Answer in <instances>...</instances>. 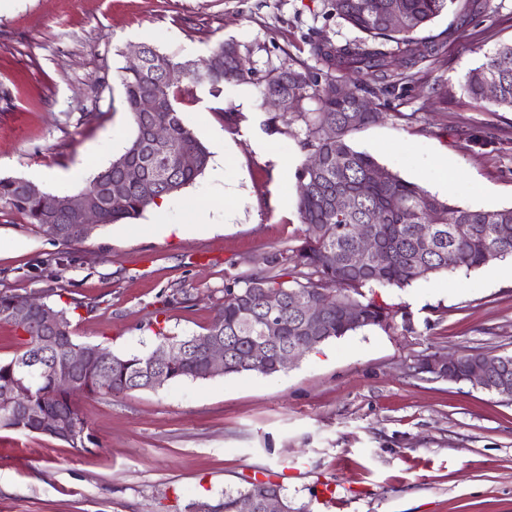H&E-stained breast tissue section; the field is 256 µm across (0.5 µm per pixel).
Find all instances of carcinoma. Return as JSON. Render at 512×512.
I'll list each match as a JSON object with an SVG mask.
<instances>
[{
	"label": "carcinoma",
	"instance_id": "1",
	"mask_svg": "<svg viewBox=\"0 0 512 512\" xmlns=\"http://www.w3.org/2000/svg\"><path fill=\"white\" fill-rule=\"evenodd\" d=\"M453 3L454 0H332L336 17L364 34V38L338 46L328 40L313 41L310 55L316 66L290 64L257 80L255 72L246 67L239 45L233 41H225L213 51L212 56L222 60V67L216 71L176 60L151 46L145 47L146 63L140 71L122 68L120 83L125 105L133 118L134 135L117 158L89 179L84 192L106 197L108 185L121 180L131 165L141 168L142 178L127 186L122 201L107 205L104 211L107 224L142 215L157 200L192 184L208 167L210 152L184 123L176 107L177 92L181 90L191 93L200 89L218 99L224 94L225 85L255 80L264 84L263 96L267 100L290 94L297 101L296 109L268 113L266 126L276 129L280 123L285 126L301 123L305 137L300 147L319 159L313 170L307 165L302 167L299 179L307 185V192L297 200L301 222L316 226L318 232L308 233L299 248L268 258L270 268L279 267L280 273H253L224 285V304L215 317L219 326H210L205 332L207 336L217 334L224 341V375L277 373L276 354L304 341L306 336L302 319L288 309V298L293 295L315 300L326 291L335 293L336 305L328 313L322 332L326 342L367 326L395 328V316L390 308L365 299L364 287L404 288L432 274L476 269L485 264L484 251L489 247L500 249L505 258L512 257V207L473 209L442 201L383 168L371 154L354 149L348 140L353 131L380 120L382 113L365 112L354 124L350 117L355 101L339 95L328 97L321 91L322 83L330 80L339 85L344 75L350 73L363 78L355 86L360 99L368 92L369 81L382 94L395 89L397 80L391 69V58L398 52L404 63L412 66L418 58L434 55L436 44L421 45L413 34ZM395 4L407 20L401 28H391L386 22L387 13ZM489 82L496 85V93L487 92ZM463 88L477 103L512 110V43L498 47L485 63L471 70ZM146 96L159 102L160 111L140 109V101ZM159 125L168 130L163 150L153 140V130ZM327 127L334 129V136L325 135ZM182 151L196 154V167L183 169L175 165L174 156ZM375 169L384 170V181L370 180L369 174ZM21 182L20 177L0 178V213H18L49 234L55 227L57 240L65 244H77L88 237L83 224L72 215H42L37 202L23 192ZM340 192L349 194V202L338 212L333 202ZM375 214L381 217V222L374 225L379 242L392 252L390 264L384 268L368 266L349 271L344 258L355 248L352 227L369 222ZM454 224L469 225L471 234L465 238L451 236L449 228ZM275 290L283 298L276 313L279 328L269 338L263 363L257 368L251 356L252 338L262 335L268 315L264 296ZM349 300L358 309L355 321L344 313V303ZM55 312L61 322V329L56 331V348L44 354L35 374L25 379L19 373L25 360L38 348V338L33 335H24L22 351L8 360H0V428L39 433L72 448L84 449L91 441L88 425L75 407V397L57 388L56 367L74 349H83L85 362L73 373L76 391L83 396L104 393L119 396L133 387L154 388L151 373L154 352L113 354L105 362L98 354V346L74 339L67 310L57 308ZM156 336L155 349L166 348L178 354L167 366L166 383L206 379L205 357L194 347V341L201 335L179 338L160 328ZM478 359L501 365L507 370L508 385L512 386V354L489 355L471 350L462 356L465 362ZM26 406L41 410L49 419L68 420L69 431H54L34 413L23 411ZM262 488L280 496L288 512H302V508L288 499L284 486L270 479L251 481L242 489L226 491L218 497L194 499L184 506V512H237L240 496Z\"/></svg>",
	"mask_w": 512,
	"mask_h": 512
}]
</instances>
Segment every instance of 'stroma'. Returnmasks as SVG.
Masks as SVG:
<instances>
[{
	"label": "stroma",
	"instance_id": "stroma-1",
	"mask_svg": "<svg viewBox=\"0 0 512 512\" xmlns=\"http://www.w3.org/2000/svg\"><path fill=\"white\" fill-rule=\"evenodd\" d=\"M356 37L331 0H10L0 9V177L76 195L118 157L134 134L120 69L138 46L200 63L232 40L261 77L313 65L310 41ZM417 38L439 43V54L395 91L370 95L384 117L354 131L351 146L441 199L511 207L512 110L475 104L461 84L512 42V0H455ZM261 91L243 83L219 99L179 96L184 123L208 150L223 149V175L205 170L163 212L99 226L74 245L19 214L0 216V292L71 307L76 340L119 356L151 351L157 321L181 337L203 333L225 283L265 269L306 234L303 128L268 129ZM477 132L488 145L472 142ZM444 165L456 176L443 189ZM232 183L239 195L229 205ZM196 205L207 228L150 232L190 223ZM504 265L366 289L404 326L329 340L273 376L79 397L92 436L85 450L0 429V512H182L189 499L255 479L282 482L307 512H512V403L412 371L436 351L512 353Z\"/></svg>",
	"mask_w": 512,
	"mask_h": 512
}]
</instances>
